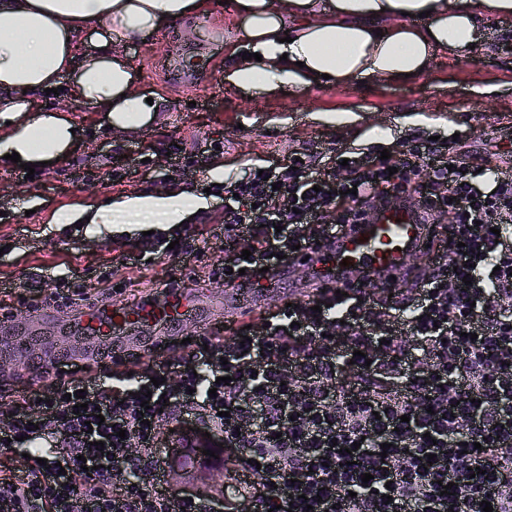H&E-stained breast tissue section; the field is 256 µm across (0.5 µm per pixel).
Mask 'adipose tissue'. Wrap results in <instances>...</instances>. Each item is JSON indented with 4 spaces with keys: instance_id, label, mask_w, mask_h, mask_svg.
Returning a JSON list of instances; mask_svg holds the SVG:
<instances>
[{
    "instance_id": "1",
    "label": "adipose tissue",
    "mask_w": 512,
    "mask_h": 512,
    "mask_svg": "<svg viewBox=\"0 0 512 512\" xmlns=\"http://www.w3.org/2000/svg\"><path fill=\"white\" fill-rule=\"evenodd\" d=\"M206 0H0V157L22 163L61 158L74 140L55 110L35 111L32 96L73 73V98L107 113L130 134L157 117L162 95L146 99L125 48L160 27L203 11ZM244 46L225 78L256 97L303 94L363 80L401 82L431 70L435 50L466 56L484 24L512 16V0H234ZM89 47H82L81 35ZM191 188L128 193L54 221L178 224L206 208Z\"/></svg>"
}]
</instances>
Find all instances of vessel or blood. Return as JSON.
<instances>
[{"label":"vessel or blood","mask_w":512,"mask_h":512,"mask_svg":"<svg viewBox=\"0 0 512 512\" xmlns=\"http://www.w3.org/2000/svg\"><path fill=\"white\" fill-rule=\"evenodd\" d=\"M431 226L418 223L408 209L391 207L377 219L347 225L324 263L318 264L317 289L348 290L373 285L389 276L407 273L409 259L424 252ZM253 322L260 306L252 289L226 287L223 307L201 301L190 288L168 290L163 303L116 308L91 303L65 317L36 311L19 343L24 364L52 367L78 363L89 370L116 371L140 362L176 325L193 317L218 314Z\"/></svg>","instance_id":"b4317fda"}]
</instances>
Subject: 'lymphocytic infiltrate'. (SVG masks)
I'll return each mask as SVG.
<instances>
[{
    "label": "lymphocytic infiltrate",
    "mask_w": 512,
    "mask_h": 512,
    "mask_svg": "<svg viewBox=\"0 0 512 512\" xmlns=\"http://www.w3.org/2000/svg\"><path fill=\"white\" fill-rule=\"evenodd\" d=\"M232 191L224 265L211 273L228 285L261 287L275 253L319 258L380 197L443 226L446 253L409 287L320 292L112 386L72 372L7 404L0 453L28 456L0 479V512H211L152 484L163 424L181 413L223 433L248 469L246 512H483L485 499L512 512V177L417 138L393 164L292 158ZM24 289L32 311L88 300L35 277ZM77 392L86 407L67 401ZM40 436L61 444L57 462L38 463Z\"/></svg>",
    "instance_id": "1"
}]
</instances>
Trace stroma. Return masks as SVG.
<instances>
[{
    "instance_id": "1",
    "label": "stroma",
    "mask_w": 512,
    "mask_h": 512,
    "mask_svg": "<svg viewBox=\"0 0 512 512\" xmlns=\"http://www.w3.org/2000/svg\"><path fill=\"white\" fill-rule=\"evenodd\" d=\"M209 2L206 11L127 46L137 91L165 99L142 134L115 132L105 112L67 91L38 97L39 106L64 110L81 133L64 159L36 166L34 175L0 166V281L11 284L0 290V307L12 312L15 324L28 318L20 283L29 275L68 278L92 296L111 295L117 307L158 297L174 284L206 298L222 293L223 284L210 273L224 261V244L207 233L224 213L225 185L247 178L251 167L284 164L294 156L319 160L345 148L375 155L386 150L396 158L413 137L450 139L453 150L470 157L512 152V17L486 24L469 57L436 51L430 74L412 82L251 99L224 79L229 55L242 45L231 0ZM380 128L390 129V136H377ZM219 163L224 179L211 181L209 170ZM173 183L213 194L207 208L180 226L162 227L190 241L207 239L205 262L151 255L156 237L140 224L90 238L83 228L52 221L60 211ZM307 280L306 267L297 265L283 283L261 289L263 313L302 298Z\"/></svg>"
}]
</instances>
